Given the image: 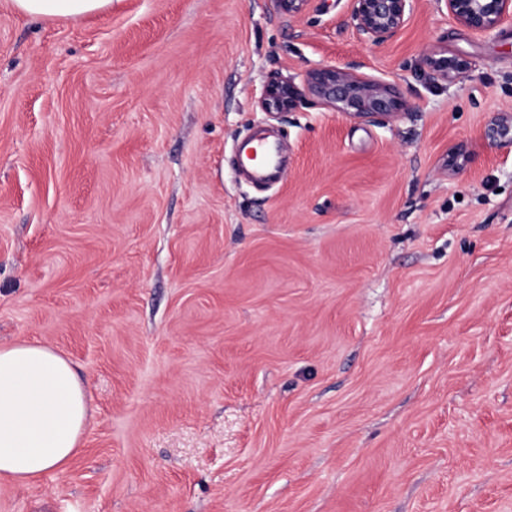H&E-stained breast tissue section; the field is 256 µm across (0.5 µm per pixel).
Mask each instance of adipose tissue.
<instances>
[{
	"mask_svg": "<svg viewBox=\"0 0 512 512\" xmlns=\"http://www.w3.org/2000/svg\"><path fill=\"white\" fill-rule=\"evenodd\" d=\"M34 17L78 19L112 0H11ZM90 418L86 388L71 364L38 342L0 346V484L25 486L64 469Z\"/></svg>",
	"mask_w": 512,
	"mask_h": 512,
	"instance_id": "1",
	"label": "adipose tissue"
}]
</instances>
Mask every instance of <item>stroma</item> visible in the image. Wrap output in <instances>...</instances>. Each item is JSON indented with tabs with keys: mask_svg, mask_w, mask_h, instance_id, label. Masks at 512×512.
I'll return each instance as SVG.
<instances>
[{
	"mask_svg": "<svg viewBox=\"0 0 512 512\" xmlns=\"http://www.w3.org/2000/svg\"><path fill=\"white\" fill-rule=\"evenodd\" d=\"M349 0H0V344L88 382L64 470L0 512H512V18L474 35L416 0L364 44ZM469 63L429 82L428 59ZM398 112L310 96L326 67ZM274 129L257 187L233 148ZM20 13L34 17H67L79 19L90 13L106 12L112 0H11ZM307 95L366 122H375L397 109L387 84L359 77L350 68L336 67L309 72L301 85L292 79L272 82L265 90L261 106L265 112H290ZM512 111L493 112L487 119L482 136L497 146L512 147Z\"/></svg>",
	"mask_w": 512,
	"mask_h": 512,
	"instance_id": "1",
	"label": "stroma"
}]
</instances>
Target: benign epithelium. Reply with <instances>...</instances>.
I'll return each mask as SVG.
<instances>
[{
	"label": "benign epithelium",
	"mask_w": 512,
	"mask_h": 512,
	"mask_svg": "<svg viewBox=\"0 0 512 512\" xmlns=\"http://www.w3.org/2000/svg\"><path fill=\"white\" fill-rule=\"evenodd\" d=\"M350 20L361 39L380 46L403 27L413 12L415 0H351ZM448 13L476 34L487 35L512 17V0H442ZM468 68L458 56L430 59L428 78L434 83L454 82ZM313 95L347 115L375 122L397 109L390 87L375 79L363 78L350 69L324 67L309 72L302 84L293 80L268 85L261 106L266 112H289L297 102ZM487 141L512 147V113L493 112L482 130Z\"/></svg>",
	"instance_id": "1"
}]
</instances>
